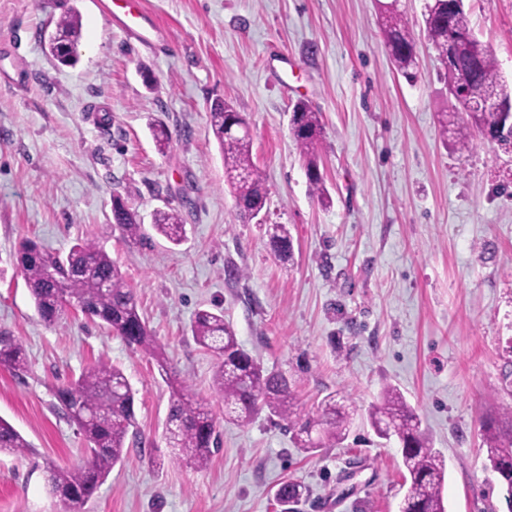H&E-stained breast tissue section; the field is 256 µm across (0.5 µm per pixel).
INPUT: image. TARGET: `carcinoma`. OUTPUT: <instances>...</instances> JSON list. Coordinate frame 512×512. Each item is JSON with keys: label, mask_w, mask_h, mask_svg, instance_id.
<instances>
[{"label": "carcinoma", "mask_w": 512, "mask_h": 512, "mask_svg": "<svg viewBox=\"0 0 512 512\" xmlns=\"http://www.w3.org/2000/svg\"><path fill=\"white\" fill-rule=\"evenodd\" d=\"M382 34L395 67L403 74L414 64V39L403 14L380 5ZM429 41L438 52L448 90L466 112L456 130V143L465 149L474 132L494 134L503 125V111L512 108V86L501 76L491 50L472 34L463 0H427L423 15ZM82 36L79 10L66 12L55 29L43 33V47L60 64L72 66L77 56L60 52L63 42L78 46ZM495 94L501 109L492 107L468 110L467 103ZM234 108L217 103L208 115L209 127L224 158V182L235 200L237 217L263 211L268 190L255 166L248 134L226 130ZM290 133L306 160L310 186L323 192L318 173L316 149L322 134L319 113L303 101L293 106ZM115 224L129 239L145 236L143 225L119 194L112 196ZM153 229L168 241L178 244L185 235V224L176 211H157ZM271 246L279 257L291 255L292 241L284 224L268 228ZM18 265L29 288L34 308L47 325L61 320L77 305L84 315L97 318L126 344L154 359L162 375L169 376L164 348L157 342L140 310L135 294L120 267L93 242L74 245L67 255L50 253L32 240L18 249ZM191 332L195 342L215 359L212 389L224 398V419L240 425L252 423L261 413L293 434L295 447L313 455L323 448L342 444L350 433L353 407L345 397L327 395L316 419L299 417L298 404L288 378L263 367L239 344L237 336L224 322V312L199 309ZM0 366L21 376L27 372L28 358L22 343L6 331L0 332ZM57 408L73 422L83 436L86 462L77 468L52 469L50 491L59 498L66 512H83L85 504L124 460L129 434H137L136 392L119 368L100 363L88 367L78 379L57 388ZM377 437L394 430L399 452L409 480L400 512H445L442 487L446 475L445 459L433 448L421 420L403 395L394 388L384 390L368 409ZM483 447L490 468L506 486V504H512V420L506 425L483 424ZM217 421L209 402L183 384L174 388L168 413L167 443L178 450V459L197 468L207 467L218 447ZM30 444L7 421L0 418V452L23 456ZM303 486L287 481L277 489V499L285 504L298 502Z\"/></svg>", "instance_id": "carcinoma-1"}]
</instances>
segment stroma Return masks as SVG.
Returning <instances> with one entry per match:
<instances>
[{
    "label": "stroma",
    "mask_w": 512,
    "mask_h": 512,
    "mask_svg": "<svg viewBox=\"0 0 512 512\" xmlns=\"http://www.w3.org/2000/svg\"><path fill=\"white\" fill-rule=\"evenodd\" d=\"M426 0H400L415 37L414 79L393 67L375 0H143L163 38L141 44L92 0H0V331L22 343L23 376L0 367V417L30 443L0 453V512H64L49 468L86 458L55 388L88 365L120 368L136 392L138 437L83 512H399L404 469L367 410L397 387L447 461L446 512H512L484 462L483 420L512 412V152L482 137L458 148L440 125L458 110L422 27ZM82 15L76 66L39 38L69 8ZM471 28L512 84V0H465ZM247 120L268 189L263 223L235 214L207 125L215 100ZM319 112V169L309 186L290 133L297 100ZM163 121L167 153L148 125ZM120 194L144 226L179 211L178 246L112 224ZM287 225L275 256L268 225ZM68 252L95 242L119 265L164 348L171 378L207 399L220 444L201 470L165 436L169 380L100 322L37 315L16 262L23 240ZM220 308L239 342L284 373L302 413L349 398L339 448L300 454L259 416L224 421L213 357L193 340L197 310Z\"/></svg>",
    "instance_id": "stroma-1"
}]
</instances>
